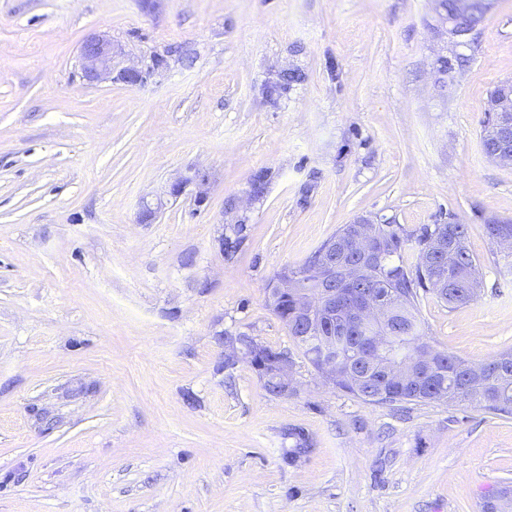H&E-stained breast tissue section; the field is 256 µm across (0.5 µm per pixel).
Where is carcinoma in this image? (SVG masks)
Returning <instances> with one entry per match:
<instances>
[{
  "label": "carcinoma",
  "instance_id": "cac0c4a2",
  "mask_svg": "<svg viewBox=\"0 0 512 512\" xmlns=\"http://www.w3.org/2000/svg\"><path fill=\"white\" fill-rule=\"evenodd\" d=\"M448 17L465 32L475 33L485 20V0H471L468 10L459 11L457 0H443ZM296 71L278 75L276 81L265 88L266 97L273 100L288 86L299 80ZM482 130L484 152L492 147L496 128V117L486 113ZM377 230L382 238L385 259L373 269L356 288L364 292H389L395 308L392 323L374 330L352 326L336 335V349L332 352L336 368L334 386L366 404L384 405L396 402L446 401L450 405L468 403L487 411L512 415V351L479 364L484 371L485 384L480 390L467 387L466 371L471 364L434 347L426 338L418 319L419 292H431L449 305L466 303L472 283L480 281V266L465 245L466 227L463 224H427L416 238L417 261L412 266L404 263L410 236L398 224H379ZM278 317L288 324V333L298 338L306 356L315 367H320L323 348L315 335L299 337L292 308V300L284 299L278 308ZM380 337L388 342V353L409 360L414 353L427 348L432 354V372L422 377L416 375L406 379L374 380L367 376L361 380L358 374L366 369L370 339ZM288 436L294 445L288 451L293 461L305 454L309 448L307 435L293 429Z\"/></svg>",
  "mask_w": 512,
  "mask_h": 512
}]
</instances>
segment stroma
Instances as JSON below:
<instances>
[{"label": "stroma", "mask_w": 512, "mask_h": 512, "mask_svg": "<svg viewBox=\"0 0 512 512\" xmlns=\"http://www.w3.org/2000/svg\"><path fill=\"white\" fill-rule=\"evenodd\" d=\"M431 24L430 0H0V512H512V417L364 403L265 301L358 217L455 222L483 284L422 295L426 337L476 364L512 349V258L485 229L512 222V165L481 142L512 0L467 47ZM93 34L167 66L88 83ZM441 56L464 64L440 85ZM190 168L200 205L166 196ZM228 334L288 351L293 393L225 367ZM209 178L205 173L197 169H188L178 180L171 184L169 195L172 197L181 196L187 187L193 186L195 189V201L202 204L207 197V186Z\"/></svg>", "instance_id": "obj_1"}]
</instances>
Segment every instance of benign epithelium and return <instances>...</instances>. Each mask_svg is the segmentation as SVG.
<instances>
[{
	"label": "benign epithelium",
	"instance_id": "obj_1",
	"mask_svg": "<svg viewBox=\"0 0 512 512\" xmlns=\"http://www.w3.org/2000/svg\"><path fill=\"white\" fill-rule=\"evenodd\" d=\"M433 24L432 30L440 37L454 34L458 43L467 42L466 34L459 32L452 26V20L443 8V0H431ZM119 54L112 43V39L104 35H92L82 43L80 59L83 78L88 82H101L116 78L129 86L143 84L147 71L141 67L131 65L114 71V58ZM493 111L497 113V129L500 138L506 140L512 135V94L502 93L493 103ZM209 178L197 169H188L178 180L171 184L169 195L181 196L186 188L195 189V201L203 203L207 197ZM376 223L371 217H360L354 221L351 239L355 245L356 256L381 257L378 244L373 235L371 225ZM314 269L317 272L316 287L308 289L303 287V273L297 268L289 275L273 281L266 290V304L270 310L277 309L281 300L288 297L293 299V313L303 322L321 323L336 318V313L349 321L375 325L385 324L390 317V306L383 300L372 295L360 297L355 304L343 306L336 301V240H329L317 254L314 260ZM225 347L242 354L253 362L264 360V366L256 368L266 390L273 391V395L286 397L294 391L292 386L291 360L288 353L273 350L257 342L250 336L229 337Z\"/></svg>",
	"mask_w": 512,
	"mask_h": 512
}]
</instances>
